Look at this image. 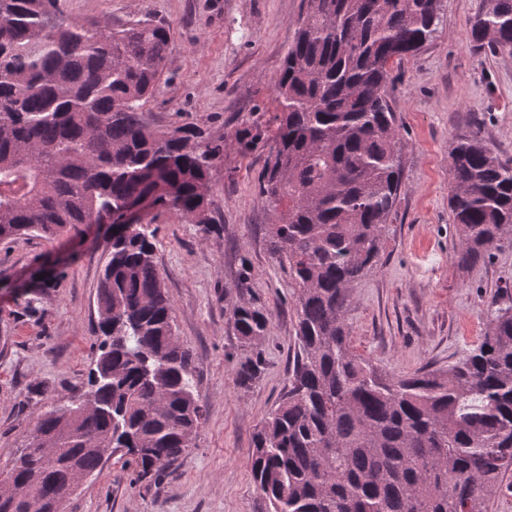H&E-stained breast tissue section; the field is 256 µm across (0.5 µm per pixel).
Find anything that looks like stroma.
I'll use <instances>...</instances> for the list:
<instances>
[{"label": "stroma", "mask_w": 512, "mask_h": 512, "mask_svg": "<svg viewBox=\"0 0 512 512\" xmlns=\"http://www.w3.org/2000/svg\"><path fill=\"white\" fill-rule=\"evenodd\" d=\"M481 0H444L431 46L391 69L403 143L396 210L378 267L358 281L347 312L352 349L394 375L444 368L487 329L494 301L512 296V245L463 266L448 208L455 137L481 128L512 164V56L472 49ZM66 21L120 26L166 21L172 41L160 93L145 117L194 125L224 152L213 179L210 226L159 211L157 264L174 327L188 350L206 420L191 448L153 484L119 456L87 476L67 512H270L250 471L252 437L278 401L296 342L288 269L271 254L270 210L256 194L276 129L274 84L303 0H58ZM108 224L49 242L0 243V469L24 448L38 413L81 389L96 357L98 283ZM251 294L269 312L265 365L236 383L252 353L230 319L241 259Z\"/></svg>", "instance_id": "stroma-1"}]
</instances>
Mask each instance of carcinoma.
Segmentation results:
<instances>
[{
  "label": "carcinoma",
  "mask_w": 512,
  "mask_h": 512,
  "mask_svg": "<svg viewBox=\"0 0 512 512\" xmlns=\"http://www.w3.org/2000/svg\"><path fill=\"white\" fill-rule=\"evenodd\" d=\"M441 23L442 0H306L276 78L278 125L257 194L295 288L298 351L252 438V479L272 512H488L512 468V298L445 369L394 376L349 341L351 290L381 262L402 180L389 71ZM469 38L512 56V0H481ZM170 42L161 21L66 23L55 0H0V241L52 242L145 198L210 223L222 146L144 118ZM449 176L458 262L511 244L512 166L481 130L454 140ZM154 220L112 225L94 367L80 392L35 418L6 471L17 505L0 501V512H41L102 465V448L148 482L191 448L205 409L157 268ZM231 320L248 345L267 335L269 312L252 296L239 295ZM261 362H241L236 382L257 379Z\"/></svg>",
  "instance_id": "1"
}]
</instances>
